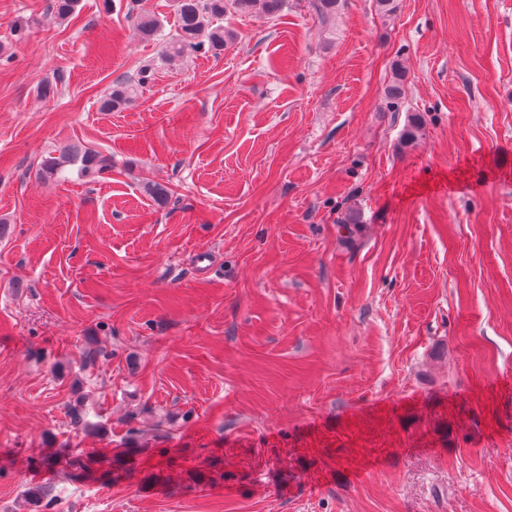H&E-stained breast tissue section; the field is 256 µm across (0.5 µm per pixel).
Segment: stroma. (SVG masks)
I'll return each instance as SVG.
<instances>
[{"mask_svg":"<svg viewBox=\"0 0 512 512\" xmlns=\"http://www.w3.org/2000/svg\"><path fill=\"white\" fill-rule=\"evenodd\" d=\"M50 2L0 0V512H512V0H286L174 60ZM72 145L111 171L42 174ZM155 60L143 62L136 71V79H117L107 93L99 100V109L103 112H114L135 101L139 88L148 85L155 71Z\"/></svg>","mask_w":512,"mask_h":512,"instance_id":"stroma-1","label":"stroma"}]
</instances>
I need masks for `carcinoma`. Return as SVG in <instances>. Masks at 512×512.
I'll return each mask as SVG.
<instances>
[{
  "label": "carcinoma",
  "mask_w": 512,
  "mask_h": 512,
  "mask_svg": "<svg viewBox=\"0 0 512 512\" xmlns=\"http://www.w3.org/2000/svg\"><path fill=\"white\" fill-rule=\"evenodd\" d=\"M283 0H175L177 32L164 42L163 56L166 58L185 57L194 54H206L224 50V42L229 33L224 31V13L233 8L246 12L253 9L273 17L282 7ZM129 17L133 20L140 37L144 40H156L161 24L156 15L141 7V0H132L128 4ZM155 60L143 62L136 71V78L116 80L107 93L99 100V110L114 112L131 104L138 96L139 89L149 84L155 71ZM403 96L402 77L397 74L387 90L389 107L399 106ZM79 165L84 177H96L111 169L109 161L90 150L65 148L56 156H48L40 163L41 170L49 174L60 175L65 167ZM26 499L32 512H53L54 501L47 497L39 486L26 491Z\"/></svg>",
  "instance_id": "obj_1"
}]
</instances>
